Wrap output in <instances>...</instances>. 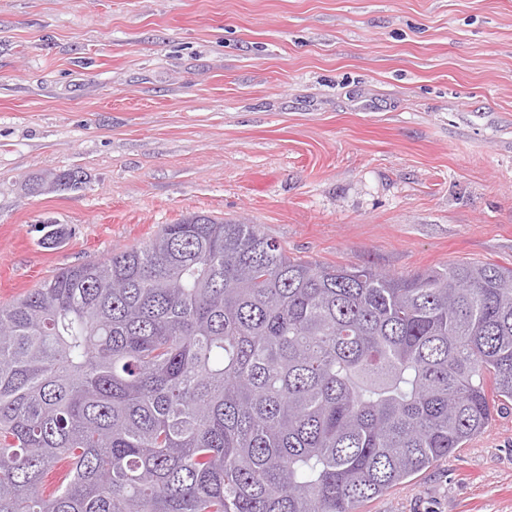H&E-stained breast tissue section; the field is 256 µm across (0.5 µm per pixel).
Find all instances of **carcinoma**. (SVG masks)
I'll return each mask as SVG.
<instances>
[{"label":"carcinoma","instance_id":"obj_1","mask_svg":"<svg viewBox=\"0 0 512 512\" xmlns=\"http://www.w3.org/2000/svg\"><path fill=\"white\" fill-rule=\"evenodd\" d=\"M510 403L512 270L194 213L0 306V512H357Z\"/></svg>","mask_w":512,"mask_h":512}]
</instances>
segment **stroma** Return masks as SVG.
<instances>
[{
    "mask_svg": "<svg viewBox=\"0 0 512 512\" xmlns=\"http://www.w3.org/2000/svg\"><path fill=\"white\" fill-rule=\"evenodd\" d=\"M193 213L320 265L512 267V0H0V306ZM361 512H512V409Z\"/></svg>",
    "mask_w": 512,
    "mask_h": 512,
    "instance_id": "stroma-1",
    "label": "stroma"
}]
</instances>
